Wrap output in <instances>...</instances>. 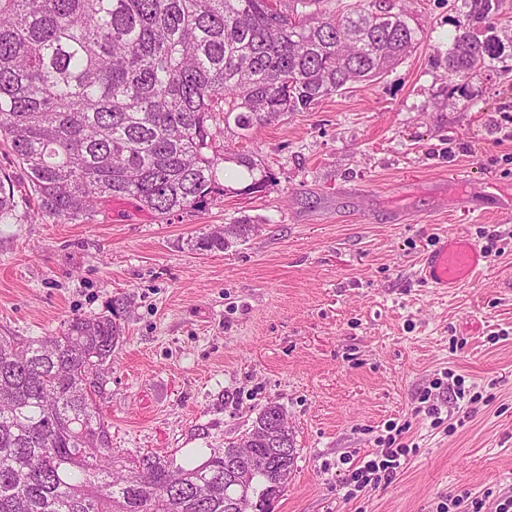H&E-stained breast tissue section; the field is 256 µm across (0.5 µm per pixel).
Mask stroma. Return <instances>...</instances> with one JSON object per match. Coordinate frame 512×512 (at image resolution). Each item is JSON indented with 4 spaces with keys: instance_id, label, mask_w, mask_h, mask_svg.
I'll list each match as a JSON object with an SVG mask.
<instances>
[{
    "instance_id": "35a3bbf8",
    "label": "stroma",
    "mask_w": 512,
    "mask_h": 512,
    "mask_svg": "<svg viewBox=\"0 0 512 512\" xmlns=\"http://www.w3.org/2000/svg\"><path fill=\"white\" fill-rule=\"evenodd\" d=\"M424 39L372 83L222 144L270 173L161 220L135 200L89 223L0 224V336H50L125 296L99 410L116 455L189 465L239 441L269 402L296 467L274 512H495L512 496V0L502 45L464 88L443 57L463 0H386ZM250 219L245 242L188 241ZM478 241L483 275L450 293L417 269L440 235ZM439 409L432 421L428 405ZM410 448L348 501L382 441ZM234 224L224 225L223 228H218L212 232L202 233L201 236L191 240L188 245L195 251H224L234 244L233 241H226L224 237L230 238L233 236L235 229Z\"/></svg>"
}]
</instances>
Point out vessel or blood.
I'll return each mask as SVG.
<instances>
[{
	"label": "vessel or blood",
	"instance_id": "b4317fda",
	"mask_svg": "<svg viewBox=\"0 0 512 512\" xmlns=\"http://www.w3.org/2000/svg\"><path fill=\"white\" fill-rule=\"evenodd\" d=\"M486 263L487 255L478 242L446 236L424 255L419 275L431 286L448 291L475 281Z\"/></svg>",
	"mask_w": 512,
	"mask_h": 512
}]
</instances>
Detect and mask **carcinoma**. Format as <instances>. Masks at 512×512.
I'll return each mask as SVG.
<instances>
[{"label":"carcinoma","instance_id":"1","mask_svg":"<svg viewBox=\"0 0 512 512\" xmlns=\"http://www.w3.org/2000/svg\"><path fill=\"white\" fill-rule=\"evenodd\" d=\"M0 0V137L28 176L16 198L0 180V224L91 221L108 199L133 198L165 219L220 192L221 129L249 131L381 77L423 38L404 14L356 2L335 16L298 11L317 0ZM500 0H463L471 26L455 34L449 83L500 53L489 19ZM224 251V229L189 242ZM125 298L77 316L55 336H0V512H240L278 498L296 454L269 447L279 406L248 435L255 462L224 490L229 450L193 468L152 453L124 461L97 407L122 342Z\"/></svg>","mask_w":512,"mask_h":512}]
</instances>
